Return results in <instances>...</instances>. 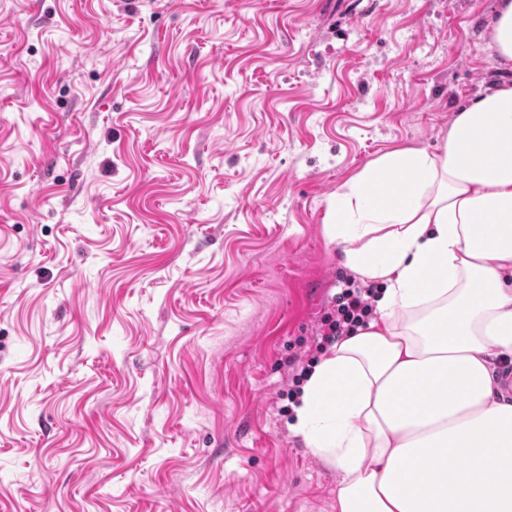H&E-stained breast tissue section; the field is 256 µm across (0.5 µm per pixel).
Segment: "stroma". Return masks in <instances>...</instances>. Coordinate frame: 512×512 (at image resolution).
Instances as JSON below:
<instances>
[{"label":"stroma","instance_id":"35a3bbf8","mask_svg":"<svg viewBox=\"0 0 512 512\" xmlns=\"http://www.w3.org/2000/svg\"><path fill=\"white\" fill-rule=\"evenodd\" d=\"M496 6L0 0V512H336L327 202L512 83ZM497 1L496 14L487 26L486 49L496 63L512 68V0Z\"/></svg>","mask_w":512,"mask_h":512}]
</instances>
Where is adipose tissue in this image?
<instances>
[{"label": "adipose tissue", "instance_id": "1", "mask_svg": "<svg viewBox=\"0 0 512 512\" xmlns=\"http://www.w3.org/2000/svg\"><path fill=\"white\" fill-rule=\"evenodd\" d=\"M486 48L512 66V0ZM379 315L312 369L292 431L335 469L336 512H512V84L454 112L437 151L368 162L329 200Z\"/></svg>", "mask_w": 512, "mask_h": 512}]
</instances>
